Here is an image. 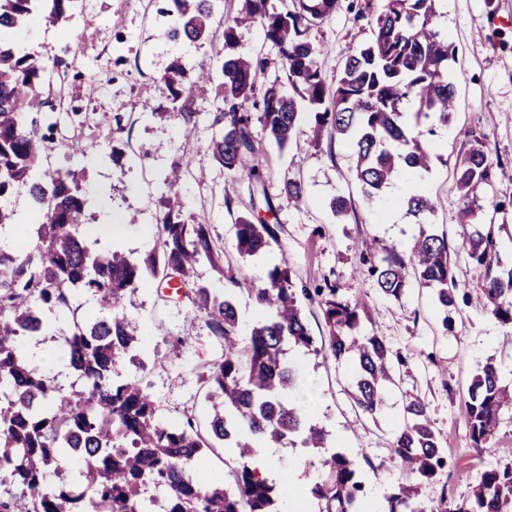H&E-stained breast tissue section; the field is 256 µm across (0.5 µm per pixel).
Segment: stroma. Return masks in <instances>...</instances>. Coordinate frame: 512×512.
Instances as JSON below:
<instances>
[{
  "instance_id": "stroma-1",
  "label": "stroma",
  "mask_w": 512,
  "mask_h": 512,
  "mask_svg": "<svg viewBox=\"0 0 512 512\" xmlns=\"http://www.w3.org/2000/svg\"><path fill=\"white\" fill-rule=\"evenodd\" d=\"M166 5L167 0H70L67 23L52 25L38 15L14 32V41L49 61L41 105L28 114L49 137L44 167L80 171L95 198L90 212L96 223L125 225L119 245L102 240L98 249L115 246L143 260L160 250L157 221L168 195L165 177L180 165L179 190L186 202L181 219L206 225L222 252L219 268L199 266L195 283L219 295L232 291L240 336L249 335L257 317L255 288L268 268L283 261L293 271L296 288L312 289L329 279L344 297L366 299L370 307L363 332L401 352L406 364L396 368L384 404L370 416L350 398L349 364L289 349L305 381L302 406L307 416L328 431L329 451L354 459L367 492L365 512H384L386 495L409 478L390 451L393 435L406 404L420 398L443 439L446 457L457 464L454 472L442 471L425 481L420 499L432 507L445 496L468 498L488 464L512 463V411L502 415L489 452L481 456L472 447L464 417L468 385L487 361L512 380V328L490 315L478 274L464 257H457L453 275L467 299L446 313L434 289L414 281L400 299L384 296L362 274L357 244L376 239L379 258L391 247L407 252L418 226L403 199L421 189L435 202L428 223L447 234L451 249H458L466 228L459 220L454 164L472 136L483 135L494 160L512 171V24L504 22L512 17V0H440L438 26L456 49L449 66L457 109L448 125L426 119L418 127L435 155L429 171L402 173L372 199L353 175L356 154L350 141L315 137L308 112L295 129V145L283 151L271 144L261 122H253L252 136L268 176L263 195L249 194L241 174L213 158L208 144L216 127L201 123L194 137L183 139L182 114L172 108L157 79L176 62L191 78L217 71L224 59L223 21L236 15L241 0H219L210 37L196 43L168 39ZM382 6V0H342L334 14L313 27L311 38L323 48L318 65L327 88H334L350 51L371 40L372 19ZM243 41L267 61L260 84L287 87L285 68L262 29L245 32ZM75 142L84 145V154L72 153ZM112 146L120 153L118 160H101L100 152ZM291 179L306 188L305 200L297 206L279 195L280 186ZM230 183L237 184L238 192L229 200L224 189ZM339 195L349 202L341 217L330 208ZM267 196L283 226L281 245L264 256L242 258L234 247L236 220ZM157 287V281L147 279L124 301L125 312L140 321L138 352L148 362L150 395L160 418L177 421L188 415L199 431H207L210 406L202 374L222 349L191 300L161 298ZM75 306L72 312L48 314L49 331L20 342L32 366L67 387L75 377L63 360V339L76 322L97 310L87 298ZM446 316L452 319L448 329L442 325ZM265 471L280 480L281 512L321 508L311 493L319 477L318 456L301 442L268 449Z\"/></svg>"
}]
</instances>
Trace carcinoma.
Returning a JSON list of instances; mask_svg holds the SVG:
<instances>
[{
  "label": "carcinoma",
  "mask_w": 512,
  "mask_h": 512,
  "mask_svg": "<svg viewBox=\"0 0 512 512\" xmlns=\"http://www.w3.org/2000/svg\"><path fill=\"white\" fill-rule=\"evenodd\" d=\"M67 0H0V485L19 491L0 497V512H144L142 495L149 487L165 495L161 512H279L275 478L247 465L233 472L230 487L194 475L209 440H219L239 458L255 454V442L274 448L302 438L307 448H326L327 432L310 422L298 402L301 380L287 358L288 346L314 352L322 349L336 361L352 365L354 405L366 414L380 407L385 385L393 381L395 364L404 359L375 335L358 336L365 305L339 296L331 282L314 289L329 336L321 347L301 314L299 296L288 262L268 270L255 302L260 311L249 341L238 339L233 297L218 296L199 286L193 304L205 311L212 336L222 344L221 359L207 367L206 397L212 414L207 436L192 420L166 422L142 379H114L119 361L138 343L137 325L123 311L125 296L145 276L172 284L186 282L196 265H218L203 224L179 220L181 201L167 202L159 219L161 257L138 262L118 250L98 251L85 233L89 200L78 174L42 167L48 138L26 122L39 99L46 64L10 38L36 13L52 23L66 20ZM218 0H169L173 18L168 34L198 42L205 38ZM268 0H243L239 13L224 20V61L221 65L223 108L213 123L222 125L209 149L228 171H241L265 186L266 174L250 131V109L279 149L293 141L300 110L295 96L314 110L318 129L330 128L351 139L356 153L354 176L372 199L403 171L431 168L430 148L413 134L404 119V105L414 101L415 120L433 117L448 124L455 102L448 61L454 48L436 25L438 0H383L374 14V38L352 50L336 78L331 102L317 64L322 47L312 41L311 26L336 12L339 0H292L280 11ZM258 25L277 49L293 93L274 85L257 86L265 60L242 43L243 30ZM181 65L159 77L167 98L181 107L184 133L191 136L202 119L188 98L204 94L212 75L202 74L185 88ZM460 222L473 231L459 252L481 274L482 294L491 314L512 326V267L494 262L497 241L481 223L480 194L502 179L512 180L490 156L486 143L475 138L455 163ZM21 188L28 191L37 214L36 237L16 239L23 223L10 204ZM288 201L303 200L302 182L290 180L280 189ZM409 214L433 211L425 193L406 199ZM281 225L255 210L236 224V249L256 257L280 245ZM373 242L361 244L367 272L381 292L399 298L409 275L436 289L443 308L456 304L458 284L451 271L447 237L418 225L410 252L391 249L371 261ZM78 294L96 300L99 314L75 324L65 339L68 367L87 389L73 398L54 380L35 370L21 350L22 336L47 330L43 311H64ZM130 362L141 372L147 364L137 355ZM465 420L474 448L481 452L495 433L500 413L512 410V383L498 367L486 363L467 390ZM392 452L413 475L386 497L385 512H512V465L485 469L462 502L442 499L436 508L418 506V482L429 480L446 464L443 442L433 429L426 405L416 398L405 407ZM322 477L311 489L324 502L320 512H363L364 484L355 462L342 452L320 460Z\"/></svg>",
  "instance_id": "cac0c4a2"
}]
</instances>
